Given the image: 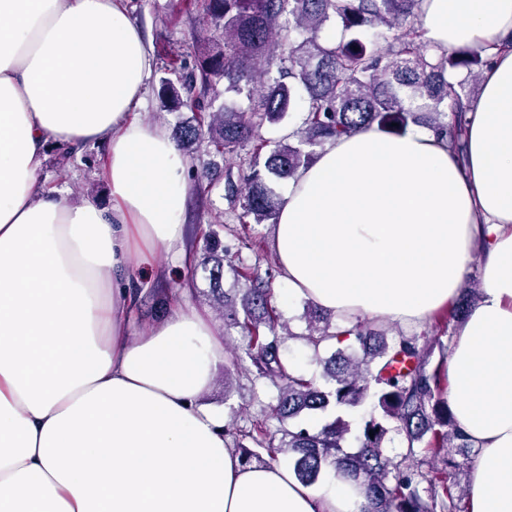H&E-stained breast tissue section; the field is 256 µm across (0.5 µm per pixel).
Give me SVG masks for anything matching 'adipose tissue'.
Listing matches in <instances>:
<instances>
[{
  "mask_svg": "<svg viewBox=\"0 0 512 512\" xmlns=\"http://www.w3.org/2000/svg\"><path fill=\"white\" fill-rule=\"evenodd\" d=\"M435 48L512 37V0H424ZM154 56L122 0H0V512H363L357 486L247 465L201 404L224 343L176 304L131 333L132 254H184L188 159L136 118ZM466 167L431 132L329 141L275 226L289 297L417 327L480 258L449 358L478 448L468 512H512V51L485 71ZM108 142L111 201L39 184L49 145Z\"/></svg>",
  "mask_w": 512,
  "mask_h": 512,
  "instance_id": "obj_1",
  "label": "adipose tissue"
}]
</instances>
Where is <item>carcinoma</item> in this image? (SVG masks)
<instances>
[{"label":"carcinoma","mask_w":512,"mask_h":512,"mask_svg":"<svg viewBox=\"0 0 512 512\" xmlns=\"http://www.w3.org/2000/svg\"><path fill=\"white\" fill-rule=\"evenodd\" d=\"M423 0H204L203 22L216 35L207 38L193 67L170 60L177 77L162 80L172 109L192 112L176 127L174 140L185 155L204 142L222 156H238L252 148L254 160L269 146L262 131L290 112H303L302 127L293 143L277 142L263 169L251 166L240 176V224L277 223L282 200L272 183L288 180L310 166L318 150L334 139L375 128L398 135L409 126L430 130L458 156L464 152L467 114L479 96L473 85L512 41L487 47L434 49L420 30ZM336 24L339 38L322 33ZM396 32L387 39L380 28ZM224 81V102H207L193 95ZM245 96L248 105L236 98ZM209 293L223 309L224 324L238 327L249 339L248 356L260 378L285 381L271 406L270 418L283 422L303 411L336 410L320 430H288L280 441L266 422L256 433L224 429V437L253 447L240 448L242 460L268 464L281 453L294 459L296 478L307 485L332 468L359 484L365 512H465L455 494V464L450 449L471 447L459 430L444 395L448 391L447 352L430 367L433 346L417 338L387 339L374 325L316 329L308 336L314 347L352 336L362 358L341 348L323 361L325 386L288 373L280 353L279 314L272 304L268 278L234 266L224 252L210 249ZM236 278L251 281L241 295L224 290V267ZM378 413L365 420L360 446L343 449L350 431L345 419L368 398ZM407 445L409 464L394 465L383 454L389 421ZM374 435H369V432ZM443 466L425 467L429 460Z\"/></svg>","instance_id":"obj_1"}]
</instances>
